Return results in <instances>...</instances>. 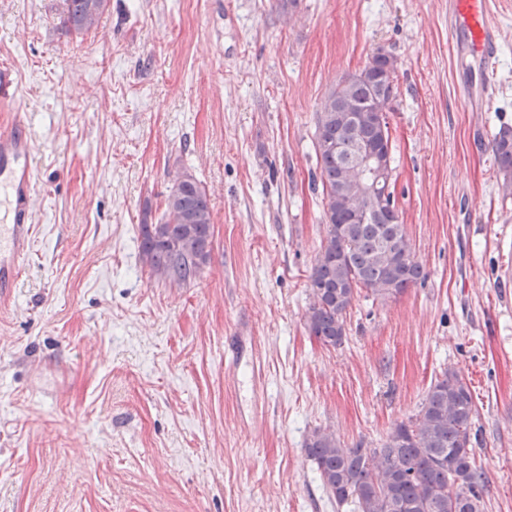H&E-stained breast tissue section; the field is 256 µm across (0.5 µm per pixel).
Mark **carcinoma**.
<instances>
[{
	"label": "carcinoma",
	"mask_w": 512,
	"mask_h": 512,
	"mask_svg": "<svg viewBox=\"0 0 512 512\" xmlns=\"http://www.w3.org/2000/svg\"><path fill=\"white\" fill-rule=\"evenodd\" d=\"M65 24L78 34L91 30L108 0H65ZM392 55L373 59L361 79L342 78L315 115L314 147L326 236L309 276L307 326L326 346L343 342L348 308L364 289L383 301L396 298L425 279L415 260L396 201L373 203L363 188L368 176L351 166L363 151L388 166L389 124L374 118L389 112ZM503 196H512V126L502 125L491 140ZM140 257L157 279L183 287L195 282L210 261L212 222L205 188L184 172L178 175L161 217L139 225ZM477 408L459 372L446 368L431 383L416 419L396 424L375 448L345 447L336 434L317 429L307 443L326 492L337 502L355 503L357 512H482L484 474L476 464L471 432Z\"/></svg>",
	"instance_id": "cac0c4a2"
}]
</instances>
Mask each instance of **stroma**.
I'll list each match as a JSON object with an SVG mask.
<instances>
[{
	"instance_id": "1",
	"label": "stroma",
	"mask_w": 512,
	"mask_h": 512,
	"mask_svg": "<svg viewBox=\"0 0 512 512\" xmlns=\"http://www.w3.org/2000/svg\"><path fill=\"white\" fill-rule=\"evenodd\" d=\"M64 0H0V126L33 138L35 236L0 304V512H354L306 443L376 447L446 368L469 385L484 512H512V197L489 148L512 125V0H495L496 93L459 95L475 56L448 0H110L69 32ZM398 60L389 114L400 217L426 279L358 292L346 336L307 328L326 235L315 112L376 48ZM203 184L213 250L173 288L139 257L177 174ZM254 338L264 382L224 340ZM248 356L253 369L252 394L253 407L257 409L259 406V385L256 379V348L253 339L249 341L248 350H244L236 341L228 342L224 345V365L226 368L235 369L243 357Z\"/></svg>"
}]
</instances>
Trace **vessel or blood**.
Returning <instances> with one entry per match:
<instances>
[{
    "label": "vessel or blood",
    "instance_id": "1",
    "mask_svg": "<svg viewBox=\"0 0 512 512\" xmlns=\"http://www.w3.org/2000/svg\"><path fill=\"white\" fill-rule=\"evenodd\" d=\"M493 0H448V31L452 49L467 47L483 69L478 90L468 100L480 107L496 90L500 30L493 18ZM35 191L33 143L22 122L0 130V303L10 299L24 272L35 234L29 202Z\"/></svg>",
    "mask_w": 512,
    "mask_h": 512
}]
</instances>
